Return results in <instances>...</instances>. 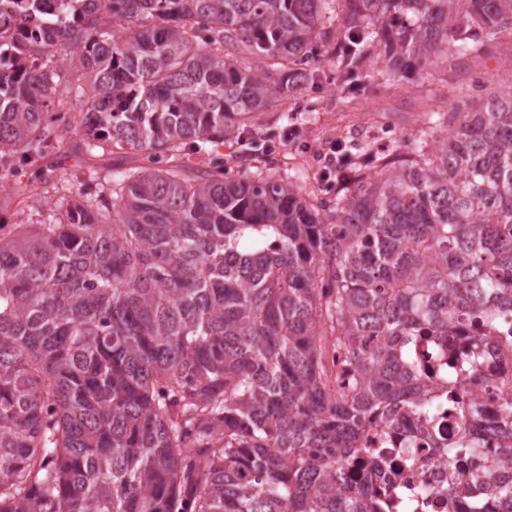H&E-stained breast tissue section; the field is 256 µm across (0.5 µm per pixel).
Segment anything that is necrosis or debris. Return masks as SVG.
Instances as JSON below:
<instances>
[{
  "mask_svg": "<svg viewBox=\"0 0 512 512\" xmlns=\"http://www.w3.org/2000/svg\"><path fill=\"white\" fill-rule=\"evenodd\" d=\"M32 0H0V55L14 56L16 38L33 25L30 16ZM475 324L464 320L459 335L432 344L429 338L413 337L407 345L411 361L421 366V376L431 389L440 388L455 370L457 354ZM503 364L497 355L487 357L482 370L485 381L472 385L458 382L464 399L482 404L487 414H494L504 387L496 376ZM486 451L465 460L463 466L449 465L448 451L435 447L427 431H419L411 447L387 448L382 444L380 427L365 425L362 446L343 468L346 483L356 481L359 471L370 475L369 486L385 496L389 512H447L449 483L457 480L461 470L486 467L488 452L496 448L495 440H487Z\"/></svg>",
  "mask_w": 512,
  "mask_h": 512,
  "instance_id": "4bbe7bcc",
  "label": "necrosis or debris"
}]
</instances>
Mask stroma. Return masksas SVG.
<instances>
[{"instance_id":"stroma-1","label":"stroma","mask_w":512,"mask_h":512,"mask_svg":"<svg viewBox=\"0 0 512 512\" xmlns=\"http://www.w3.org/2000/svg\"><path fill=\"white\" fill-rule=\"evenodd\" d=\"M481 55H455L436 60L430 68L414 66L405 73L387 76L381 52L375 51L353 74L336 67V45L329 42L315 49L317 63L308 81L295 87L272 107L256 113L243 136L263 142V155L242 160L240 137L225 139L218 151L234 175L262 174L299 188L310 203L331 201L342 181L329 182L321 175L320 156L332 143L351 148L350 180L372 176L374 158L404 152L406 145L427 129L431 117L475 112L488 94L512 84V32L503 31L487 41ZM297 128L292 142H284L286 129ZM142 153L116 151L94 156L59 159L48 156L16 166L0 186V224L39 225L60 202L76 200L85 187L84 172L97 170L107 176L112 170L144 165ZM50 176L49 193L38 200H3L16 187Z\"/></svg>"}]
</instances>
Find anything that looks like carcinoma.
I'll use <instances>...</instances> for the list:
<instances>
[{
	"label": "carcinoma",
	"instance_id": "1",
	"mask_svg": "<svg viewBox=\"0 0 512 512\" xmlns=\"http://www.w3.org/2000/svg\"><path fill=\"white\" fill-rule=\"evenodd\" d=\"M326 3L76 0L28 53L75 49L77 113L49 112L55 68L0 57V170L114 147L149 162L36 233L0 227V512H386L340 461L370 421L407 447L394 411L417 416L430 393L408 340L512 312V86L333 206L230 177L215 145L309 77ZM502 29L512 0H347L336 68L381 46L394 77ZM183 151L206 169L185 177L171 163ZM323 321L342 387L322 381ZM496 349L512 360V332L468 335L469 383ZM459 413L460 462L485 411ZM493 436L511 456L512 389ZM507 463L469 474L485 495L448 486L455 512L512 503Z\"/></svg>",
	"mask_w": 512,
	"mask_h": 512
}]
</instances>
